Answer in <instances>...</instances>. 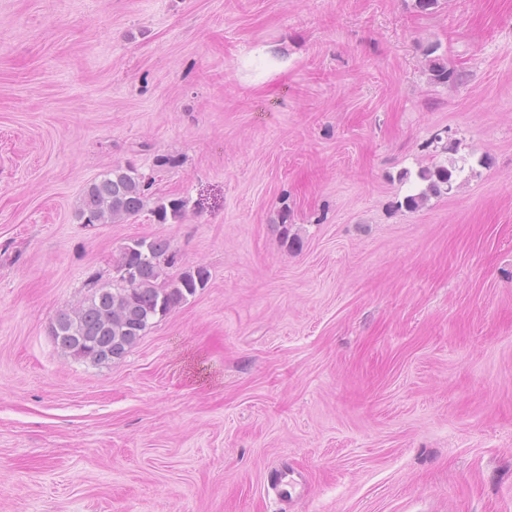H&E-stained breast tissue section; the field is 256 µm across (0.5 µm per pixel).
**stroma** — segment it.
<instances>
[{
  "instance_id": "1",
  "label": "stroma",
  "mask_w": 512,
  "mask_h": 512,
  "mask_svg": "<svg viewBox=\"0 0 512 512\" xmlns=\"http://www.w3.org/2000/svg\"><path fill=\"white\" fill-rule=\"evenodd\" d=\"M138 237L206 287L74 359ZM0 512H512V0H0ZM439 49V44L431 43L424 50L430 79L434 83L442 85L461 82L463 78L462 72L455 68L448 67L442 55L436 54ZM455 167L451 169L446 166L426 167L418 172V178L421 182L426 183L417 194H409L404 197V205L407 208H418L423 205L430 194L441 193L442 189L451 192L455 183L454 172ZM145 179L133 166L104 172L84 191L77 218L83 224H107L137 215L145 206ZM187 201L183 198H158L152 213L157 223L167 224L169 220L177 222L181 220L186 212Z\"/></svg>"
}]
</instances>
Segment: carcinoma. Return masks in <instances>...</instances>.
Masks as SVG:
<instances>
[{
  "instance_id": "carcinoma-1",
  "label": "carcinoma",
  "mask_w": 512,
  "mask_h": 512,
  "mask_svg": "<svg viewBox=\"0 0 512 512\" xmlns=\"http://www.w3.org/2000/svg\"><path fill=\"white\" fill-rule=\"evenodd\" d=\"M439 44L425 48L430 79L442 85L461 82V71L438 55ZM456 168L426 167L418 178L426 184L417 194L404 197L407 208H418L429 195L452 191ZM145 175L133 166L117 167L101 174L84 191L76 210L83 224H107L137 215L145 206ZM183 198H160L152 213L157 223L181 220ZM169 243L160 238L128 240L118 252L112 270L116 285L89 281L91 293L78 306L58 313L51 333L55 343L73 356L93 365L121 358L143 336L152 319L180 307L204 288L209 271L202 265L184 269L174 278L165 275Z\"/></svg>"
}]
</instances>
